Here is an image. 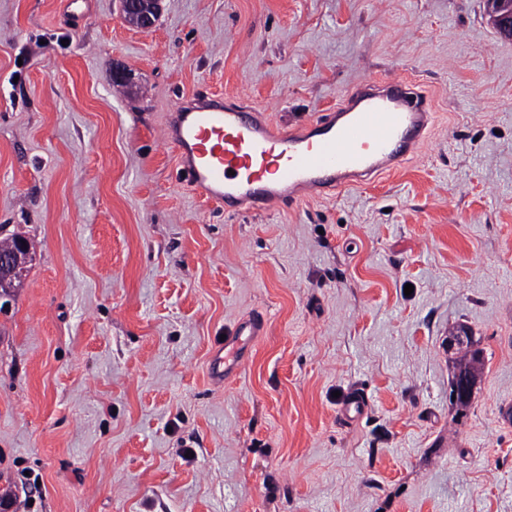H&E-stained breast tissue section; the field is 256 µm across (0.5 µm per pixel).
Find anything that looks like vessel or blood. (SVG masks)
I'll return each instance as SVG.
<instances>
[{"label":"vessel or blood","instance_id":"b4317fda","mask_svg":"<svg viewBox=\"0 0 512 512\" xmlns=\"http://www.w3.org/2000/svg\"><path fill=\"white\" fill-rule=\"evenodd\" d=\"M421 87L399 78L370 80L331 112L283 130L263 114L209 93L186 100L167 116L162 136L176 154L186 184L227 210L262 211L361 186L409 161L433 125ZM254 312L227 331L209 362L210 378L223 383L240 366L244 343L265 332ZM369 399L353 391L340 410L352 422Z\"/></svg>","mask_w":512,"mask_h":512}]
</instances>
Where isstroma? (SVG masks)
<instances>
[{
	"label": "stroma",
	"mask_w": 512,
	"mask_h": 512,
	"mask_svg": "<svg viewBox=\"0 0 512 512\" xmlns=\"http://www.w3.org/2000/svg\"><path fill=\"white\" fill-rule=\"evenodd\" d=\"M388 76L428 93L424 145L323 199L224 211L162 141L197 91L289 129ZM0 225L32 243L0 298L9 512H512V37L486 0H162L148 30L0 0ZM265 327L264 314L256 311L226 332L224 346L221 345L213 351L209 362V374L214 383L221 384L237 372L241 365L240 359L236 358L237 351L258 336H263ZM480 363V359L477 355V353H473L469 359H466L463 364L459 367V373L460 372H468L474 377V371L476 370V364ZM467 374H462L458 376L457 384L455 388V399L458 400V396H461V400L464 401L467 397L474 378ZM369 399L361 390H353L351 396L342 405L340 417L346 422H352L367 412L369 407Z\"/></svg>",
	"instance_id": "obj_1"
}]
</instances>
